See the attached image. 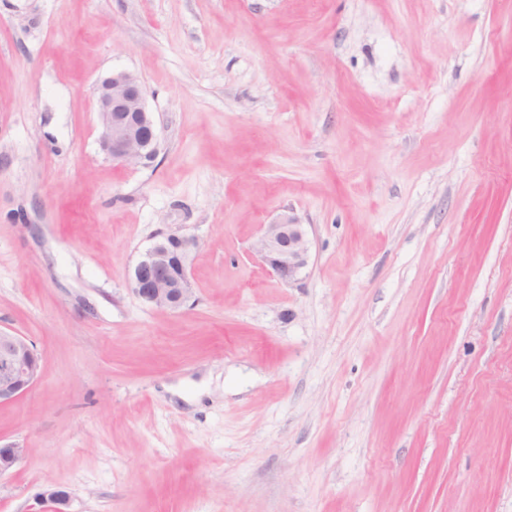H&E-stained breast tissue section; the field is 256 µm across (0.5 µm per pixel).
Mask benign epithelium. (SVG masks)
Returning <instances> with one entry per match:
<instances>
[{"instance_id": "1", "label": "benign epithelium", "mask_w": 512, "mask_h": 512, "mask_svg": "<svg viewBox=\"0 0 512 512\" xmlns=\"http://www.w3.org/2000/svg\"><path fill=\"white\" fill-rule=\"evenodd\" d=\"M95 104L102 127L100 145L112 159L127 165H145L158 151L155 122L145 104V90L129 73L105 77L95 88ZM195 243L175 234L159 238L136 262L131 286L145 304L172 312L185 309L194 288L190 256ZM261 261L283 280H292L307 266L309 239L304 225L283 216L263 225L253 245ZM41 354L15 331L0 329V403L13 402L28 393L39 378ZM28 453L15 443L0 444V475L9 472ZM41 503L53 512H66L69 493L53 489Z\"/></svg>"}]
</instances>
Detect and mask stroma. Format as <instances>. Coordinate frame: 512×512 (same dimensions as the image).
Returning <instances> with one entry per match:
<instances>
[{
    "instance_id": "1",
    "label": "stroma",
    "mask_w": 512,
    "mask_h": 512,
    "mask_svg": "<svg viewBox=\"0 0 512 512\" xmlns=\"http://www.w3.org/2000/svg\"><path fill=\"white\" fill-rule=\"evenodd\" d=\"M160 233L180 312L130 288ZM0 328L42 356L0 512H512V0H0ZM95 104L102 127L100 145L107 155L137 166L155 158L157 129L137 78L125 72L103 78L95 88ZM305 224L283 216L278 222L263 225L253 245L261 261L283 280H292L307 266L309 239ZM158 237L136 262L131 289L144 304L172 312L182 311L194 294L190 256L195 243L175 234Z\"/></svg>"
}]
</instances>
